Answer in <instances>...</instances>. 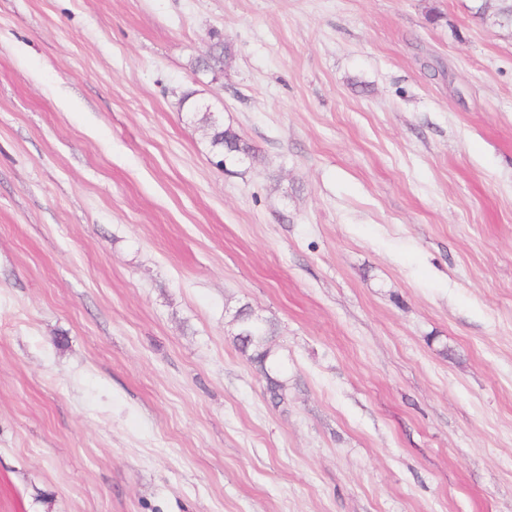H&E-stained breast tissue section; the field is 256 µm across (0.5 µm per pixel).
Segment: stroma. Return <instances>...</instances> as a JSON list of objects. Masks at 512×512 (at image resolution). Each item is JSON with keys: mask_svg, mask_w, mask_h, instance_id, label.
Masks as SVG:
<instances>
[{"mask_svg": "<svg viewBox=\"0 0 512 512\" xmlns=\"http://www.w3.org/2000/svg\"><path fill=\"white\" fill-rule=\"evenodd\" d=\"M477 3L0 0V512H512V27ZM210 129V144L222 155H249L251 148L245 144L237 133L230 128H223L221 123L208 113L205 118ZM238 333L236 343L242 352L252 351V358L264 369L267 378V392L273 401L280 402L283 399L284 384L272 377L267 369L278 371L277 360L274 357L273 336L274 328L267 323L257 325L252 320V314L247 306H242L237 311Z\"/></svg>", "mask_w": 512, "mask_h": 512, "instance_id": "obj_1", "label": "stroma"}]
</instances>
